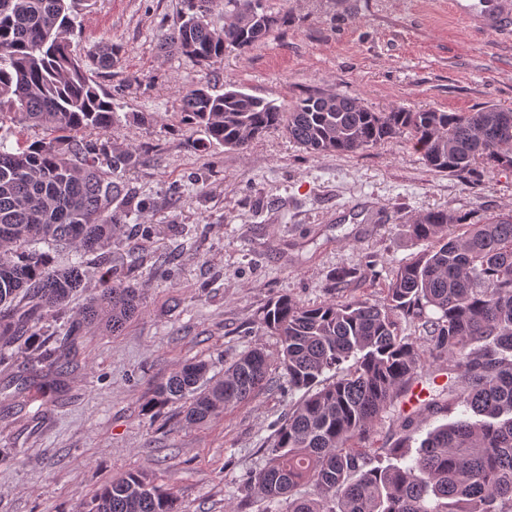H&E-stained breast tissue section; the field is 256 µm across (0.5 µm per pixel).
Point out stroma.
I'll return each mask as SVG.
<instances>
[{
	"instance_id": "35a3bbf8",
	"label": "stroma",
	"mask_w": 512,
	"mask_h": 512,
	"mask_svg": "<svg viewBox=\"0 0 512 512\" xmlns=\"http://www.w3.org/2000/svg\"><path fill=\"white\" fill-rule=\"evenodd\" d=\"M287 16L259 45L201 65L163 52L188 0H87L75 52L109 41L112 142L140 153L125 181L131 216L106 248L112 279L141 290V312L113 336L88 327L68 387L47 401L30 387L0 404V512H84L112 478L138 471L172 492L182 512H288L249 497L246 478L299 393L274 378L214 420L187 424L182 403L149 412L156 386L204 359L223 371L253 347L277 358L280 339L258 322L270 300L320 305L335 276L346 295L377 299L393 270L423 252L407 225L448 210L477 221L512 207V169L472 185L430 170L404 141L356 155H310L279 130L247 149L196 147L181 121L194 85L243 92L288 108L321 91L375 112L512 109V27L467 28L448 0H259Z\"/></svg>"
}]
</instances>
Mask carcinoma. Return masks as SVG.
I'll list each match as a JSON object with an SVG mask.
<instances>
[{"instance_id": "1", "label": "carcinoma", "mask_w": 512, "mask_h": 512, "mask_svg": "<svg viewBox=\"0 0 512 512\" xmlns=\"http://www.w3.org/2000/svg\"><path fill=\"white\" fill-rule=\"evenodd\" d=\"M86 0H0V366L25 336L46 375L44 395L65 392L83 328L101 324L119 335L141 310L138 289L101 275L99 287L54 343L42 339L43 313L61 309L84 287V270L129 219L126 170L139 163L129 149L97 146L112 136V98L99 93L88 72L110 70L120 46L101 42L82 55L67 35ZM211 0L190 11L164 35L161 48L199 64L227 48L251 49L280 18L258 11V0H224L234 22L219 34L207 22ZM182 120L205 148L245 149L270 130L283 129L312 155L358 154L404 135L435 172L470 184L512 168V110L493 105L475 112L425 109L373 112L356 101L320 93L289 110L237 89L209 86L183 98ZM44 136L30 142L22 130ZM16 136L15 145L9 144ZM430 244L398 267L381 299L338 295L316 306L288 297L270 301L260 320L279 336L278 368L302 392L267 449V462L247 478L250 493L288 500V512H512V208L476 222L448 210L429 211L408 225ZM74 250L56 268L39 245ZM421 324L422 336L400 335L397 316ZM354 363L347 369L340 366ZM272 364L250 349L209 376L206 361L175 370L154 390L147 408L185 401L190 424L242 404L269 380ZM448 385L428 394L420 411L458 406L483 416L428 432L411 457L413 412L390 448H364L380 416L431 370ZM335 372L332 381L320 377ZM391 456L395 464L382 465ZM306 482L313 493L293 497ZM89 512H180L177 498L140 472L112 480Z\"/></svg>"}]
</instances>
